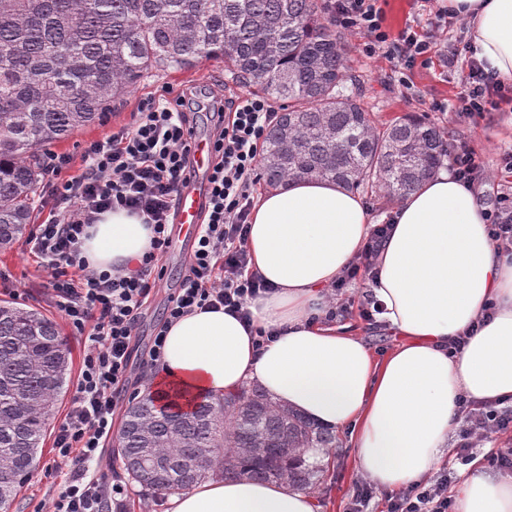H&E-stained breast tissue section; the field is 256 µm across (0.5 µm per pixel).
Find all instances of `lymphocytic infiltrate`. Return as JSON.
I'll return each instance as SVG.
<instances>
[{"label": "lymphocytic infiltrate", "mask_w": 512, "mask_h": 512, "mask_svg": "<svg viewBox=\"0 0 512 512\" xmlns=\"http://www.w3.org/2000/svg\"><path fill=\"white\" fill-rule=\"evenodd\" d=\"M423 3L434 9L431 31L424 34L409 24L394 36L384 27L379 0H326L325 6L338 33L359 36L366 54L392 63L401 83H408L407 73L419 61L460 68L454 109L469 119L511 103L512 82L498 79L468 54L456 17L434 7L433 0ZM215 111L208 207L188 272L169 296L142 361L146 380L159 367L164 338L174 322L197 310L219 309L244 319L248 301L270 290L251 266L246 242L265 138L277 114L267 99L251 93L216 98ZM193 131L186 97L161 94L143 102L134 123L89 142L78 175L60 177L69 156H45L44 170L55 179V204L27 243L47 275L44 300L62 314L83 345L72 404L54 440L55 457L65 473L50 493L49 512H124L129 489L106 462L105 449L114 416L132 384V341L162 277L176 201L191 166ZM446 145L448 168L464 185L490 176L468 140L450 139ZM120 208L149 224L152 249L132 269L92 267L82 252L88 230L101 214ZM487 219L495 249L511 257L512 189L501 194ZM388 230V225H376L362 251L329 288L330 315L346 311L344 290L350 282L373 279L377 247ZM458 405L454 466L388 497L387 512H452L448 490L457 466L470 464L475 448L490 435L512 432V405L467 397Z\"/></svg>", "instance_id": "f902f5d3"}]
</instances>
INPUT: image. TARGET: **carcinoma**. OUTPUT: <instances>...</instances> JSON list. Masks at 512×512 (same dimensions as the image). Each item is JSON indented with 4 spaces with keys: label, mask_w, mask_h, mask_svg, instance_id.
Returning a JSON list of instances; mask_svg holds the SVG:
<instances>
[{
    "label": "carcinoma",
    "mask_w": 512,
    "mask_h": 512,
    "mask_svg": "<svg viewBox=\"0 0 512 512\" xmlns=\"http://www.w3.org/2000/svg\"><path fill=\"white\" fill-rule=\"evenodd\" d=\"M344 57L323 0H0V247L29 234L40 148L102 121L149 70L204 59L286 102L268 135L267 185L326 180L390 200L416 191L448 160L442 129L416 115L376 124L346 92ZM70 371L55 321L0 303L1 500L29 479ZM334 447L335 434L249 387L189 412L145 395L115 451L131 479L164 494L213 476L315 488L324 467L305 449Z\"/></svg>",
    "instance_id": "carcinoma-1"
}]
</instances>
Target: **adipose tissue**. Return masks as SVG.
<instances>
[{
    "mask_svg": "<svg viewBox=\"0 0 512 512\" xmlns=\"http://www.w3.org/2000/svg\"><path fill=\"white\" fill-rule=\"evenodd\" d=\"M466 21L476 57L512 80V0H445ZM488 209L451 175L403 198L367 292L398 345L375 357L348 326L328 321L326 289L361 252L371 219L357 193L295 179L265 193L247 247L273 293L248 304L250 324L194 312L168 329L144 393L183 407L255 384L317 426L348 431L358 471L399 490L448 453L459 397L512 398V257L488 234ZM153 233L141 217L101 215L83 250L102 268L137 262ZM495 313L481 316L487 307ZM274 333L262 343L259 332ZM466 336L461 350L450 349ZM170 512H318L315 496L278 482L214 478L169 498ZM454 512H512V475L478 463L461 473Z\"/></svg>",
    "mask_w": 512,
    "mask_h": 512,
    "instance_id": "adipose-tissue-1",
    "label": "adipose tissue"
}]
</instances>
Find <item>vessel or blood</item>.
<instances>
[{
    "label": "vessel or blood",
    "mask_w": 512,
    "mask_h": 512,
    "mask_svg": "<svg viewBox=\"0 0 512 512\" xmlns=\"http://www.w3.org/2000/svg\"><path fill=\"white\" fill-rule=\"evenodd\" d=\"M192 156L193 168L187 186L180 195L171 232L172 241L187 246L195 243L201 216L208 205L210 160L213 156L211 142L204 138H193Z\"/></svg>",
    "instance_id": "vessel-or-blood-1"
}]
</instances>
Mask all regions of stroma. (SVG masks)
Wrapping results in <instances>:
<instances>
[{"mask_svg":"<svg viewBox=\"0 0 512 512\" xmlns=\"http://www.w3.org/2000/svg\"><path fill=\"white\" fill-rule=\"evenodd\" d=\"M343 42L346 46L345 70L357 84L365 108L373 112L378 121L383 122L407 112L431 116L449 135L468 138L491 168H495L502 152L512 149L511 106L485 113L474 125L460 119L454 112L434 111V104L454 101L455 77L447 68L437 64L416 66L410 75L413 87L407 90L401 86L398 74L384 59L366 55L361 39L352 35L344 37ZM164 87L193 94L199 101L200 106L195 114L196 132L203 138L211 137L215 123V117L208 107L210 95L215 93L229 97L248 89L247 84L234 78L225 70L223 62L218 60L201 61L192 69L158 70L142 78L130 92L115 99L105 122L84 127L69 139L52 144V152L80 155L87 143L110 134L119 126L133 123L141 102ZM188 261V256L181 253H166L163 277L134 340V360H141L145 356L152 328L163 318L167 299L179 287ZM0 272L9 274L12 280L28 287L41 285L45 281L42 268L38 267L23 241L11 249L0 250ZM345 293L352 296L355 302L345 320L360 332L370 350L381 355L394 348L399 342L398 337L360 317L356 302L361 298V283L349 284ZM53 442L50 436L44 440L37 466L17 494L12 512H47L48 491L55 479L56 469ZM329 466L327 482L315 492L319 512H345L359 478L353 451L347 444L345 434H337Z\"/></svg>","mask_w":512,"mask_h":512,"instance_id":"1","label":"stroma"}]
</instances>
